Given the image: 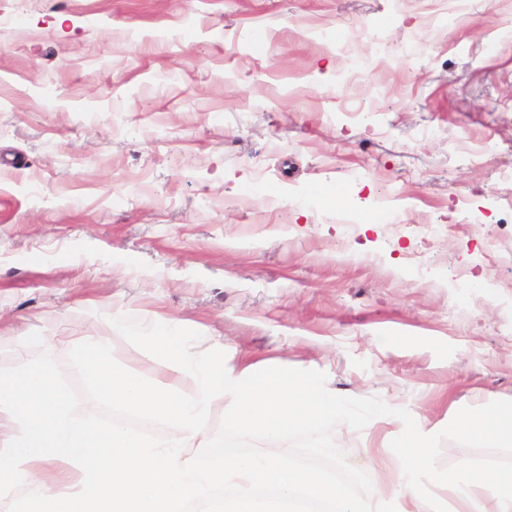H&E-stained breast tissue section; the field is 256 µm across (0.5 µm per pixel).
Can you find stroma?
<instances>
[{
	"label": "stroma",
	"mask_w": 512,
	"mask_h": 512,
	"mask_svg": "<svg viewBox=\"0 0 512 512\" xmlns=\"http://www.w3.org/2000/svg\"><path fill=\"white\" fill-rule=\"evenodd\" d=\"M116 312L407 409L433 499L512 470V0H0V367L153 374ZM481 435L488 441H497L512 437V417L493 415L489 417L480 429Z\"/></svg>",
	"instance_id": "35a3bbf8"
}]
</instances>
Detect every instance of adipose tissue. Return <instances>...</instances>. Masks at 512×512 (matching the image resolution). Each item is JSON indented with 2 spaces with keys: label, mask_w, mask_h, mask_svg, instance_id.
<instances>
[{
  "label": "adipose tissue",
  "mask_w": 512,
  "mask_h": 512,
  "mask_svg": "<svg viewBox=\"0 0 512 512\" xmlns=\"http://www.w3.org/2000/svg\"><path fill=\"white\" fill-rule=\"evenodd\" d=\"M31 483L39 485L41 492L47 495L64 492L66 487L79 482L80 470L57 459L32 461L24 463ZM448 490L449 500L457 503L458 512H484L481 501L476 494L480 488L497 489L496 512H512V473H499L493 478H485L465 463L449 469L442 477ZM379 492L371 501L372 506L390 503L389 512H445L444 508H426L423 487L403 480L382 481L378 484Z\"/></svg>",
  "instance_id": "adipose-tissue-1"
}]
</instances>
